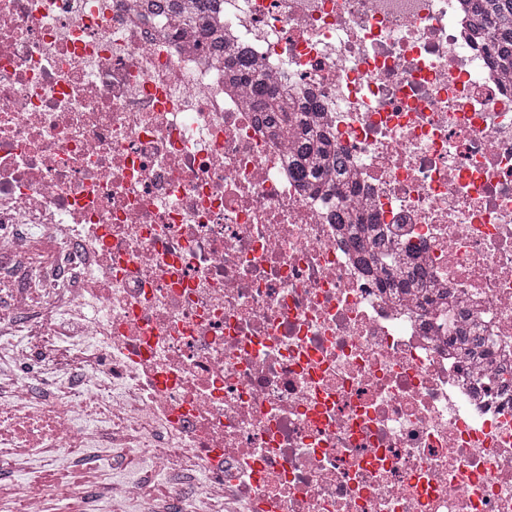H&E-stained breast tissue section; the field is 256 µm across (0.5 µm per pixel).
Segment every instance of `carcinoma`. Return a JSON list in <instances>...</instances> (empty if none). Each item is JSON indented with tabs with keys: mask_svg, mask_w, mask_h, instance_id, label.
I'll return each instance as SVG.
<instances>
[{
	"mask_svg": "<svg viewBox=\"0 0 512 512\" xmlns=\"http://www.w3.org/2000/svg\"><path fill=\"white\" fill-rule=\"evenodd\" d=\"M474 13L480 28L487 29L492 39L487 50L492 63L506 70L512 69V0H474ZM189 23L201 36L204 44L224 56L233 58L234 73L254 85V103L259 119L274 135L288 133L293 127L295 134L296 159L293 172L304 183L314 187L328 186L336 189L339 196L351 189V173L346 160L336 149L312 117L316 106L294 108L283 96L272 92L253 61L238 54L224 43V32L211 23L215 16V0H190ZM347 223L352 247L359 263L373 271L378 256L388 251V242L383 229L376 224L363 223L360 215L348 214L338 218ZM385 285L402 293H426L425 271L422 267L406 263L396 277L386 278ZM457 350L470 359L477 368L485 365V337L470 331L469 322H464L452 338Z\"/></svg>",
	"mask_w": 512,
	"mask_h": 512,
	"instance_id": "1",
	"label": "carcinoma"
}]
</instances>
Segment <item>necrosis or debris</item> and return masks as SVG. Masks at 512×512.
Returning a JSON list of instances; mask_svg holds the SVG:
<instances>
[{
  "label": "necrosis or debris",
  "mask_w": 512,
  "mask_h": 512,
  "mask_svg": "<svg viewBox=\"0 0 512 512\" xmlns=\"http://www.w3.org/2000/svg\"><path fill=\"white\" fill-rule=\"evenodd\" d=\"M224 39L313 98L345 196L290 175L191 26L144 0H0V448L112 467L183 512H512V389L396 299L368 209L512 361V76L469 0H224ZM336 218L338 223H350L347 225V230L358 261L365 270L374 271L378 256L388 251V242L383 229L377 224H361L364 219L360 214L357 216L348 213L341 217L337 215Z\"/></svg>",
  "instance_id": "1"
}]
</instances>
